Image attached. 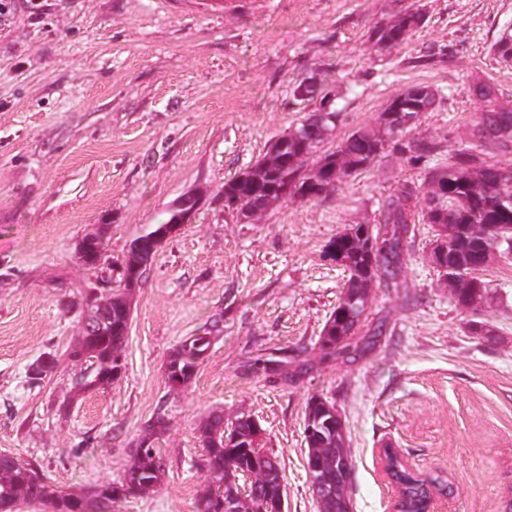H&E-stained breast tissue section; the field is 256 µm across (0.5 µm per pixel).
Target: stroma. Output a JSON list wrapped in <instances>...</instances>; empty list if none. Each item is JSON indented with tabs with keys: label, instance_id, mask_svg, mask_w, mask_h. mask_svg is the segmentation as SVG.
Instances as JSON below:
<instances>
[{
	"label": "stroma",
	"instance_id": "stroma-1",
	"mask_svg": "<svg viewBox=\"0 0 512 512\" xmlns=\"http://www.w3.org/2000/svg\"><path fill=\"white\" fill-rule=\"evenodd\" d=\"M424 23L381 49L377 27ZM512 31V0H9L0 15V453L33 461L53 484L123 476L157 413L167 462L155 492L114 512H197L208 478L198 426L251 417L284 473L283 512H318L306 467L311 398L335 403L354 463L353 512H390L391 446L439 473L440 512H512V255L478 276L489 298L460 307L429 260L434 226L415 225L396 280L374 287L369 319L386 327L359 355L324 357L319 340L346 280L327 245L373 224L402 187L428 190L426 160L386 147L316 199L291 198L257 221L224 206V183L252 166L312 108L294 98L320 73L340 112L325 142L374 126L411 85L438 89L405 134L454 163L491 86L512 109V62L493 50ZM204 202L158 248L131 294L121 371L86 388L70 357L92 293L120 280L129 243L166 223L181 195ZM108 225L95 268L78 240ZM220 330L195 377L169 393L165 365L186 337ZM56 356L40 380L39 357Z\"/></svg>",
	"mask_w": 512,
	"mask_h": 512
}]
</instances>
